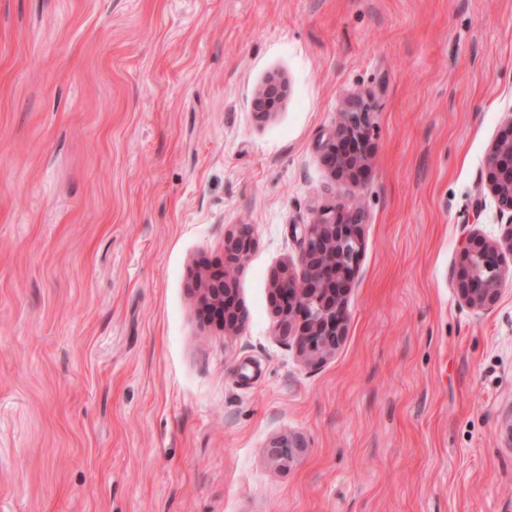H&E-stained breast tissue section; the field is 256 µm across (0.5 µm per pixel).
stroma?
Masks as SVG:
<instances>
[{
  "label": "stroma",
  "instance_id": "35a3bbf8",
  "mask_svg": "<svg viewBox=\"0 0 512 512\" xmlns=\"http://www.w3.org/2000/svg\"><path fill=\"white\" fill-rule=\"evenodd\" d=\"M356 97L371 157L338 179ZM511 118L512 0H0V512H512V284L455 290L505 229ZM354 204L347 333L311 366L271 276ZM237 224L231 334L194 276ZM328 145L326 162L335 177L356 179L369 165V112L363 101H350ZM486 165L491 193L502 215L507 214L508 229L499 241L471 235L463 248L456 292L474 310L491 308L509 275L512 282V268L509 270L504 262L505 252L512 255V118L491 145ZM305 443L299 437L282 436L277 438L271 445V455L275 459L287 463L295 460L296 451L304 448Z\"/></svg>",
  "mask_w": 512,
  "mask_h": 512
}]
</instances>
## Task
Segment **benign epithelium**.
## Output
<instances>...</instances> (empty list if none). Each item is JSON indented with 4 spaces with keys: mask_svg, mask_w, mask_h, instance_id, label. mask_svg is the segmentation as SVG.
Masks as SVG:
<instances>
[{
    "mask_svg": "<svg viewBox=\"0 0 512 512\" xmlns=\"http://www.w3.org/2000/svg\"><path fill=\"white\" fill-rule=\"evenodd\" d=\"M283 95L277 82L262 88L255 100L259 113H267ZM369 112L363 101L348 103L328 145L326 162L334 176L356 179L369 165ZM488 184L508 229L499 241L470 236L463 248L464 261L457 274L456 292L471 309L487 310L500 297L512 269L504 253H512V117L491 145L486 159ZM363 211L326 207L313 222L302 225L301 276L285 264L273 275L272 299L278 315L277 335L292 340L304 361L316 365L335 354L346 335L347 294L363 250ZM254 229L238 224L224 238V266L204 270L196 277L202 306L224 320V330L243 329L248 312L235 300L233 272L248 258ZM305 447L302 439L277 438L271 455L288 463Z\"/></svg>",
    "mask_w": 512,
    "mask_h": 512,
    "instance_id": "1",
    "label": "benign epithelium"
}]
</instances>
